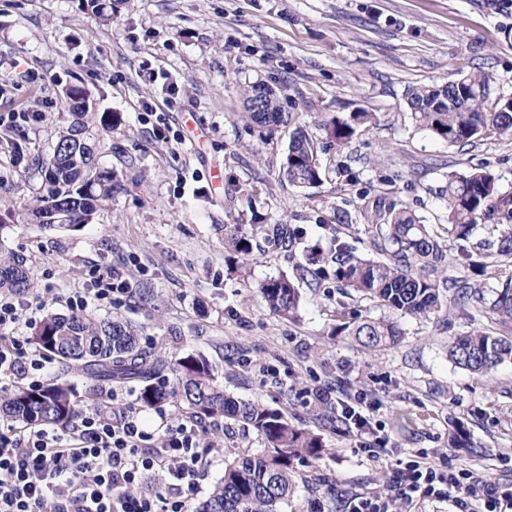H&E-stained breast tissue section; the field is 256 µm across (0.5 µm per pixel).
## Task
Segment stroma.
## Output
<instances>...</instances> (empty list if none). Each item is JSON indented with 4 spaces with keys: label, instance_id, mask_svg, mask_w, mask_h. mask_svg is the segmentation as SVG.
Wrapping results in <instances>:
<instances>
[{
    "label": "stroma",
    "instance_id": "obj_1",
    "mask_svg": "<svg viewBox=\"0 0 512 512\" xmlns=\"http://www.w3.org/2000/svg\"><path fill=\"white\" fill-rule=\"evenodd\" d=\"M510 29L506 0H125L108 23L77 0H0V115H43L0 142V242L31 259L32 295L58 313L68 311L62 294L91 268L123 274L135 290L106 314L140 325L142 345L170 362L202 356L230 395L319 430L328 454L316 465L294 462L284 512H311L316 499L338 512L343 498L388 493L392 461L407 453L478 468L512 488V363L482 378L447 357L449 337L478 329L510 337L512 329L473 308L404 315L332 280L316 286L299 265L340 233L356 254L374 256L359 215L366 193H388L439 232L449 174L485 169L512 198V134L451 147L418 129L406 103L408 87L447 83L460 69L488 72L493 95L512 96ZM32 72L41 81L30 82ZM257 83L322 144L319 184L297 188L282 176L289 129L249 125L244 92ZM69 85L84 88L97 112L121 118L99 136L115 187L94 223L42 231L11 221L9 207L31 194V162L55 139ZM362 110L373 123L349 145H330L322 122ZM160 113L174 133L166 142L153 133ZM341 165L355 182L339 177ZM345 214L353 218L346 231ZM228 224H284L298 238L274 251L255 233L250 258L238 264L224 251ZM280 274L301 294L291 321L271 313L259 291ZM360 315L396 322L400 343L368 351L335 334L338 321ZM313 387L336 399L364 396L371 432L320 429L305 395ZM459 424L467 435L449 444ZM379 437L393 458L363 454ZM212 440L201 501L225 460L265 447L229 420Z\"/></svg>",
    "mask_w": 512,
    "mask_h": 512
}]
</instances>
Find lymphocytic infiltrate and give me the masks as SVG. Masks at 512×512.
I'll return each mask as SVG.
<instances>
[{
    "label": "lymphocytic infiltrate",
    "mask_w": 512,
    "mask_h": 512,
    "mask_svg": "<svg viewBox=\"0 0 512 512\" xmlns=\"http://www.w3.org/2000/svg\"><path fill=\"white\" fill-rule=\"evenodd\" d=\"M132 289L113 271L93 270L72 289L71 311L115 306ZM41 298L0 293V391L18 384L41 385L48 373L43 354L32 349L23 326L37 322ZM100 403L78 407L64 427L20 426L0 421V512H189L199 490L200 469L209 448L205 429L193 418L149 430L135 390L104 386ZM391 495L352 496L345 512H395L418 498L459 490V508L482 501L485 512L512 510V491L476 469L439 466L422 454L392 465Z\"/></svg>",
    "instance_id": "obj_1"
}]
</instances>
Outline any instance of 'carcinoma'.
Returning a JSON list of instances; mask_svg holds the SVG:
<instances>
[{"label":"carcinoma","instance_id":"1","mask_svg":"<svg viewBox=\"0 0 512 512\" xmlns=\"http://www.w3.org/2000/svg\"><path fill=\"white\" fill-rule=\"evenodd\" d=\"M79 7L103 22L112 19L124 0H78ZM87 92L76 86L65 92L64 112L57 116L56 139L50 151L35 158L39 185L32 196L13 210L21 224L41 230L77 231L91 223L112 200L114 174L98 159L100 130L113 129L119 117L85 108ZM411 118L421 130L463 147L491 135L512 132V98L491 96L490 75L460 72L443 85L412 87L406 92ZM246 118L266 129L294 126L281 161L288 183L304 188L319 183L322 172L318 144L306 129L295 125L291 113L281 109L276 92L260 84L245 92ZM374 120L371 112H352L323 124L330 142L342 148L358 130ZM446 198V233L461 241L459 264L478 266L491 258L500 267L512 268V200L499 195L492 174L474 169L451 175L441 189ZM367 231L380 258L356 255L346 241L332 240L327 253L304 254L309 263H324L323 278L333 277L350 291L404 315L427 317L444 311L476 307L495 322L512 327V278L495 289L487 300L481 287L467 279L448 277V245L430 225L395 200L376 199L361 209ZM494 221L499 231L495 253L489 244L472 242L475 227ZM267 242L281 248L292 237L277 224L264 228ZM224 247L240 256L252 253V235L242 224L226 233ZM33 266L22 252L0 247V291L23 294L33 288ZM452 295H447V292ZM260 292L273 314L296 318L301 295L286 276L260 284ZM366 348L389 349L401 339L393 321L365 318L341 325ZM134 324L90 314L49 312L32 332V339L46 355L107 382H137L144 408H158L169 400L183 404L190 417L204 423L231 420L243 430L254 431L266 444L257 455H239L224 462V476L195 512H282L293 496L292 467L296 460L319 461L328 453L320 435L295 424L258 401L237 400L224 393L213 366L203 357L187 355L173 363L140 344ZM448 360L473 374L490 376L501 364L512 361V339L477 330L448 339ZM166 370L175 375L170 389L156 384ZM0 412L23 425H64L75 415L72 386L55 379L37 388L19 386L0 396ZM315 419L330 429L352 428L354 419L330 402L322 404Z\"/></svg>","mask_w":512,"mask_h":512}]
</instances>
